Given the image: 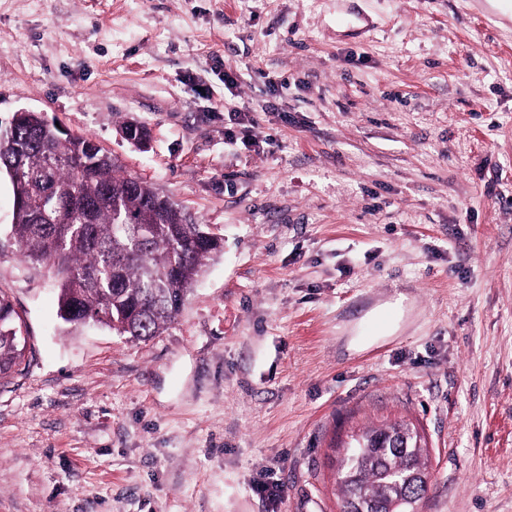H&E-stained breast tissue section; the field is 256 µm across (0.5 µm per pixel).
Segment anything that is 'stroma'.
Wrapping results in <instances>:
<instances>
[{
    "label": "stroma",
    "instance_id": "obj_1",
    "mask_svg": "<svg viewBox=\"0 0 512 512\" xmlns=\"http://www.w3.org/2000/svg\"><path fill=\"white\" fill-rule=\"evenodd\" d=\"M21 109L223 247L160 336L67 325L0 176L27 336L0 378V512H338L344 440L400 420L430 442L421 512H512L503 0H0V128ZM399 296L397 331L350 350Z\"/></svg>",
    "mask_w": 512,
    "mask_h": 512
}]
</instances>
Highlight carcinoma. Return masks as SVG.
Masks as SVG:
<instances>
[{
  "label": "carcinoma",
  "mask_w": 512,
  "mask_h": 512,
  "mask_svg": "<svg viewBox=\"0 0 512 512\" xmlns=\"http://www.w3.org/2000/svg\"><path fill=\"white\" fill-rule=\"evenodd\" d=\"M0 168L22 199L12 238L25 262L53 270L66 323L149 340L175 319L220 248L178 203L123 173L92 139L47 126L40 112L13 114ZM16 318L0 292V377L25 356ZM423 443L406 422L352 434L336 469L342 512H414L429 475Z\"/></svg>",
  "instance_id": "obj_1"
}]
</instances>
